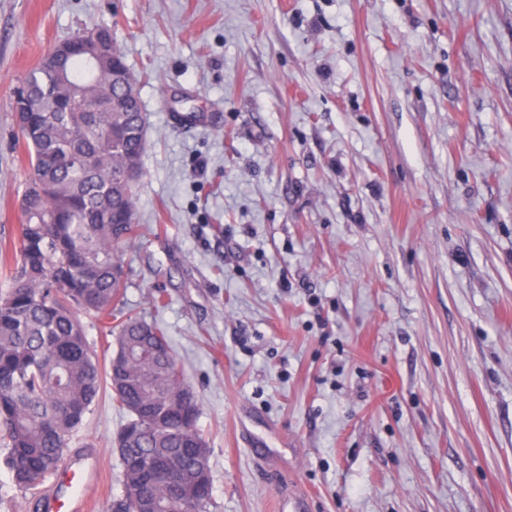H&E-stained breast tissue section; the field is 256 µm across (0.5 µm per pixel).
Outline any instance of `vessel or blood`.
I'll return each mask as SVG.
<instances>
[{
  "mask_svg": "<svg viewBox=\"0 0 512 512\" xmlns=\"http://www.w3.org/2000/svg\"><path fill=\"white\" fill-rule=\"evenodd\" d=\"M99 476V465L89 456L69 457L57 475L54 487L42 500V512H87L89 504L82 490ZM309 496L296 488L281 489L277 512H309Z\"/></svg>",
  "mask_w": 512,
  "mask_h": 512,
  "instance_id": "obj_1",
  "label": "vessel or blood"
}]
</instances>
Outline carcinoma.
I'll return each mask as SVG.
<instances>
[{"instance_id": "cac0c4a2", "label": "carcinoma", "mask_w": 512, "mask_h": 512, "mask_svg": "<svg viewBox=\"0 0 512 512\" xmlns=\"http://www.w3.org/2000/svg\"><path fill=\"white\" fill-rule=\"evenodd\" d=\"M90 72L80 56L38 62L22 81V147L32 176L21 203L17 267L0 297V439L15 485L28 490L55 475L63 450L103 384L128 420L117 437L124 494L150 487L147 512H207L211 492L172 500L143 465L161 463L194 480V449L207 446L197 424L171 400L184 377L162 327L126 315L108 327L123 358L107 369L90 351L75 309L110 319L120 309L126 266L118 247L139 237L131 170L146 144L139 91ZM80 103L56 112L57 98ZM121 104L111 111L108 101Z\"/></svg>"}]
</instances>
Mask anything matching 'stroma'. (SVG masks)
<instances>
[{
  "instance_id": "stroma-1",
  "label": "stroma",
  "mask_w": 512,
  "mask_h": 512,
  "mask_svg": "<svg viewBox=\"0 0 512 512\" xmlns=\"http://www.w3.org/2000/svg\"><path fill=\"white\" fill-rule=\"evenodd\" d=\"M95 28L146 117L123 311L198 398L209 512H512V0H0V295L14 92ZM126 421L102 393L63 451L92 512ZM51 485L0 462V512ZM310 497L293 487L281 489L277 512H309Z\"/></svg>"
}]
</instances>
